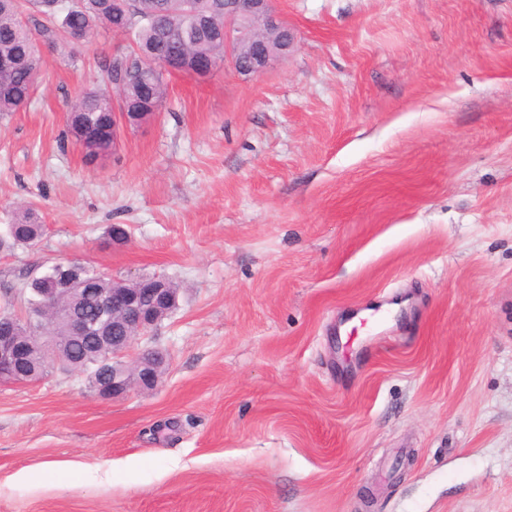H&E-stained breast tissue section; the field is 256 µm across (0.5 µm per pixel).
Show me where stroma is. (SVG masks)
<instances>
[{
    "mask_svg": "<svg viewBox=\"0 0 512 512\" xmlns=\"http://www.w3.org/2000/svg\"><path fill=\"white\" fill-rule=\"evenodd\" d=\"M276 8L294 52L172 76L105 161L63 116L110 30L0 119V235L45 226L0 291L71 261L180 287L123 354L168 351L153 389L0 383V512H512V0ZM43 235V224H39L38 216L26 210L18 214L14 224H8L6 238H0V250H10L22 245L32 247Z\"/></svg>",
    "mask_w": 512,
    "mask_h": 512,
    "instance_id": "1",
    "label": "stroma"
}]
</instances>
